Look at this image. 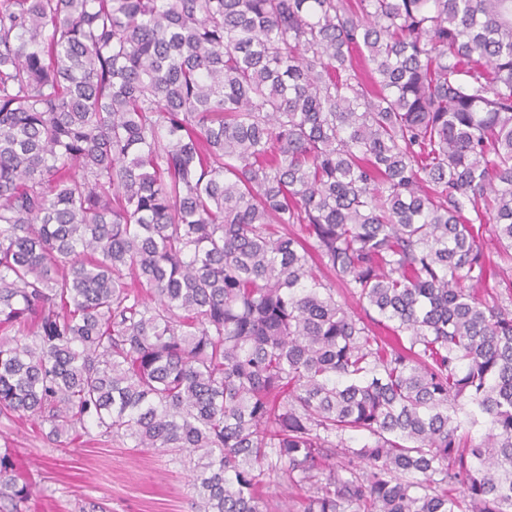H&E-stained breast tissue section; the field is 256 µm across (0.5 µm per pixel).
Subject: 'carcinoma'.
<instances>
[{
	"label": "carcinoma",
	"instance_id": "1",
	"mask_svg": "<svg viewBox=\"0 0 512 512\" xmlns=\"http://www.w3.org/2000/svg\"><path fill=\"white\" fill-rule=\"evenodd\" d=\"M506 266L512 0H0L1 421L200 512H512Z\"/></svg>",
	"mask_w": 512,
	"mask_h": 512
}]
</instances>
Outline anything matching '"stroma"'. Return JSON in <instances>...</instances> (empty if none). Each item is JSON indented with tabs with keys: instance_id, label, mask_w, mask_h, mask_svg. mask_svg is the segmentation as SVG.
Masks as SVG:
<instances>
[{
	"instance_id": "obj_1",
	"label": "stroma",
	"mask_w": 512,
	"mask_h": 512,
	"mask_svg": "<svg viewBox=\"0 0 512 512\" xmlns=\"http://www.w3.org/2000/svg\"><path fill=\"white\" fill-rule=\"evenodd\" d=\"M8 451L38 490L35 512H196L186 471L169 456L118 441L60 447L31 423L0 424V453Z\"/></svg>"
}]
</instances>
